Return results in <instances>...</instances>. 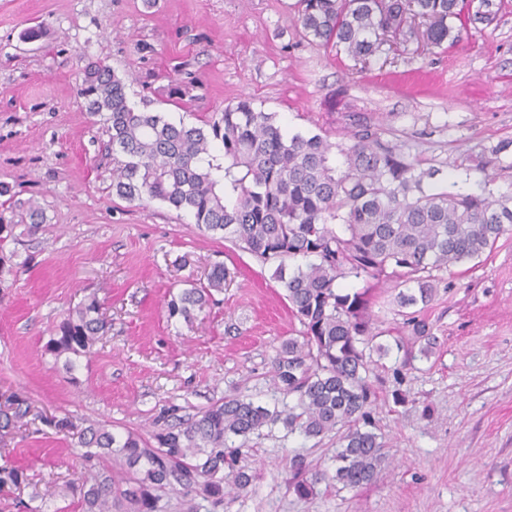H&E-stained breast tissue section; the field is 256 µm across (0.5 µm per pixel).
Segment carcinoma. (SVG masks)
<instances>
[{"label":"carcinoma","instance_id":"carcinoma-1","mask_svg":"<svg viewBox=\"0 0 512 512\" xmlns=\"http://www.w3.org/2000/svg\"><path fill=\"white\" fill-rule=\"evenodd\" d=\"M496 0H299L302 37L334 46L355 61L386 53L382 37L418 35L433 47L457 45L467 27L491 24ZM78 94L86 111L109 133L112 192L129 202L158 200L191 214L195 224L239 245L266 264L282 283L303 330L273 359L275 390L298 396L288 411L270 410L244 396L226 397L187 420L165 423L151 438L114 433L103 423L77 432L82 471L72 482L81 512H164V496L181 497L185 512L202 500L216 508L247 490L254 474L239 465L244 440L268 425L311 439L336 436L334 474L295 454L286 459L287 484L301 497L321 482L355 488L374 482L388 460L374 432L375 393L369 381L376 287L389 281L412 286L398 292L401 308L430 303L437 273L490 254L512 225V194L439 188L437 170L408 160L359 125L351 143L283 132L277 114L249 98L227 105L203 126L175 124L159 112L136 109L124 81L104 61L84 70ZM305 263L287 270L286 261ZM230 273L212 269L207 284L184 288L167 301L168 317L189 321L223 289ZM354 277L368 287L343 292L338 280ZM427 356L434 345L427 323L408 318ZM102 304L92 296L71 310L47 345L55 359L90 353L106 333ZM29 413L16 395L5 397L0 429Z\"/></svg>","mask_w":512,"mask_h":512}]
</instances>
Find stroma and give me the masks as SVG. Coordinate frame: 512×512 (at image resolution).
<instances>
[{
    "label": "stroma",
    "instance_id": "obj_1",
    "mask_svg": "<svg viewBox=\"0 0 512 512\" xmlns=\"http://www.w3.org/2000/svg\"><path fill=\"white\" fill-rule=\"evenodd\" d=\"M296 3L0 0V182L13 201L5 215L26 223L30 200L44 214L36 234L0 247L9 268L0 275V394H20L36 414L0 456L26 477L0 512H78L72 435L42 416L148 436L162 414L183 420L227 396L280 411L297 403L271 384L282 341L301 329L272 265L160 201L113 194L109 136L77 94L90 62L106 61L134 106L174 123L203 125L248 97L277 113L286 135L345 143L368 123L408 159L439 168L441 186L512 192V0L455 47L413 40L365 68L302 39ZM35 24L42 38L24 40ZM502 143L507 151L488 168H456L459 155ZM218 264L230 286L192 321L169 318V292L205 282ZM384 293L374 331L392 351L371 381L389 460L376 480L297 496L285 456L331 471L335 445L278 424L250 437L242 462L256 478L226 512H512V231L480 263L442 273L433 301L417 308L436 341L430 355L389 303L392 284ZM92 295L109 329L69 372L46 345ZM48 489L54 497L40 501Z\"/></svg>",
    "mask_w": 512,
    "mask_h": 512
}]
</instances>
